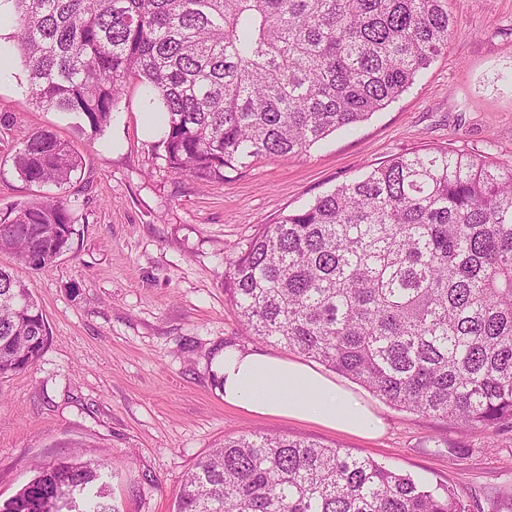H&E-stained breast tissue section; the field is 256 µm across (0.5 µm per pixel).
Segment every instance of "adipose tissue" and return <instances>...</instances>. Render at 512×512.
Instances as JSON below:
<instances>
[{
  "label": "adipose tissue",
  "instance_id": "obj_1",
  "mask_svg": "<svg viewBox=\"0 0 512 512\" xmlns=\"http://www.w3.org/2000/svg\"><path fill=\"white\" fill-rule=\"evenodd\" d=\"M215 371L225 404L251 415L312 422L362 438L382 430L355 392L304 362L228 348Z\"/></svg>",
  "mask_w": 512,
  "mask_h": 512
}]
</instances>
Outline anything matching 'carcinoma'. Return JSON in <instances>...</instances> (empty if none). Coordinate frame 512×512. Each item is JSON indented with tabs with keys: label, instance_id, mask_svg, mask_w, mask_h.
<instances>
[{
	"label": "carcinoma",
	"instance_id": "1",
	"mask_svg": "<svg viewBox=\"0 0 512 512\" xmlns=\"http://www.w3.org/2000/svg\"><path fill=\"white\" fill-rule=\"evenodd\" d=\"M35 106L97 133L123 85L165 117L167 168L197 182L292 157L396 101L456 35L447 0H6ZM81 163L49 130L13 157L59 189ZM76 234L62 196L0 213V253L53 266ZM224 293L253 336L358 382L394 407L512 428V165L402 153L273 224L227 261ZM49 330L32 288L0 267V377L34 365ZM105 465L34 469L0 512H120ZM172 512H471L451 486L273 433L196 459Z\"/></svg>",
	"mask_w": 512,
	"mask_h": 512
}]
</instances>
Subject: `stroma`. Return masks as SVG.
<instances>
[{
    "mask_svg": "<svg viewBox=\"0 0 512 512\" xmlns=\"http://www.w3.org/2000/svg\"><path fill=\"white\" fill-rule=\"evenodd\" d=\"M457 34L402 96L308 153L259 158L202 184L170 174L163 114L127 81L99 134L27 102V71L0 22V210L35 188L12 158L39 128L68 139L82 164L65 196L77 233L52 267L14 264L42 306L50 336L31 368L0 378V499L31 478L28 462L96 457L120 512H171L197 457L241 431L314 441L432 485L450 484L481 512H512V436L371 404L382 432L365 439L320 425L257 417L224 402L215 364L225 346L285 356L251 336L224 295L227 260L258 225L407 149L445 146L512 162V0H448Z\"/></svg>",
    "mask_w": 512,
    "mask_h": 512,
    "instance_id": "obj_1",
    "label": "stroma"
}]
</instances>
